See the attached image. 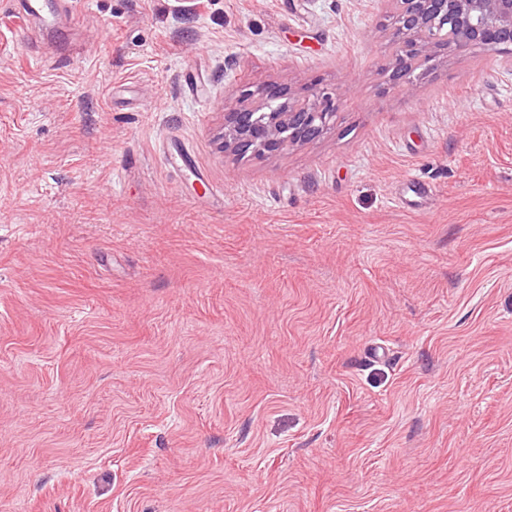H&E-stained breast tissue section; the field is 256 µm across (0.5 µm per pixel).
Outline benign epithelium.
Returning a JSON list of instances; mask_svg holds the SVG:
<instances>
[{
	"label": "benign epithelium",
	"mask_w": 512,
	"mask_h": 512,
	"mask_svg": "<svg viewBox=\"0 0 512 512\" xmlns=\"http://www.w3.org/2000/svg\"><path fill=\"white\" fill-rule=\"evenodd\" d=\"M393 53L385 90L414 86L452 52L490 51L512 65V0H389ZM343 90L317 83L294 90L260 82L224 113V153L262 158L306 144L334 124Z\"/></svg>",
	"instance_id": "benign-epithelium-1"
}]
</instances>
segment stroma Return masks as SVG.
Masks as SVG:
<instances>
[{
	"instance_id": "1",
	"label": "stroma",
	"mask_w": 512,
	"mask_h": 512,
	"mask_svg": "<svg viewBox=\"0 0 512 512\" xmlns=\"http://www.w3.org/2000/svg\"><path fill=\"white\" fill-rule=\"evenodd\" d=\"M0 0V512H512V71L381 93L388 0ZM334 127L225 155L253 83ZM429 188L424 197L413 183ZM22 11L18 12V17L23 20L32 17L49 27H53L59 17L57 3L53 0H28L22 5Z\"/></svg>"
}]
</instances>
